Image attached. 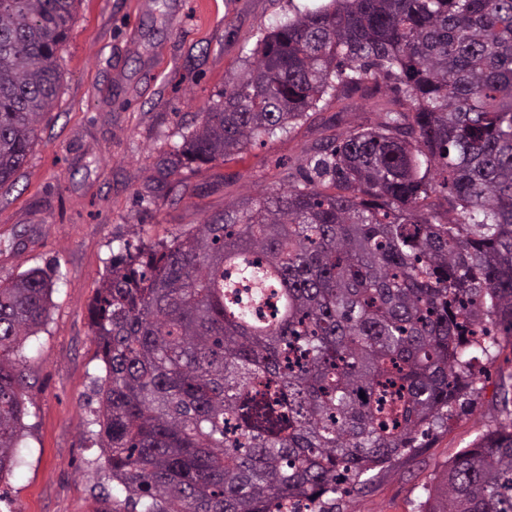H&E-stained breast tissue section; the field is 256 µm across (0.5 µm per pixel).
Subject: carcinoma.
Instances as JSON below:
<instances>
[{
  "mask_svg": "<svg viewBox=\"0 0 512 512\" xmlns=\"http://www.w3.org/2000/svg\"><path fill=\"white\" fill-rule=\"evenodd\" d=\"M79 3L0 0V186L54 106ZM381 81L382 121L285 185L112 254L90 307L109 512H336L342 486L448 430L476 365L512 348V0L296 9L158 165L227 161ZM54 276L0 281V480ZM511 392L419 512H512Z\"/></svg>",
  "mask_w": 512,
  "mask_h": 512,
  "instance_id": "1",
  "label": "carcinoma"
}]
</instances>
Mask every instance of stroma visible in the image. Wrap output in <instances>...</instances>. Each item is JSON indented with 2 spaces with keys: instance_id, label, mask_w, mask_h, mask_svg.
<instances>
[{
  "instance_id": "1",
  "label": "stroma",
  "mask_w": 512,
  "mask_h": 512,
  "mask_svg": "<svg viewBox=\"0 0 512 512\" xmlns=\"http://www.w3.org/2000/svg\"><path fill=\"white\" fill-rule=\"evenodd\" d=\"M292 0H82L60 61L61 90L13 182L0 187V280L60 270L48 319L25 340L29 413L18 462L0 480V512H100L97 388L105 368L89 305L120 244L168 238L243 198L279 187L321 145L377 125L385 92L353 94L234 160L159 174L165 145L193 128L229 88ZM512 354L484 365L471 409L365 486L339 493L340 512H418L435 474L500 418L495 391Z\"/></svg>"
}]
</instances>
